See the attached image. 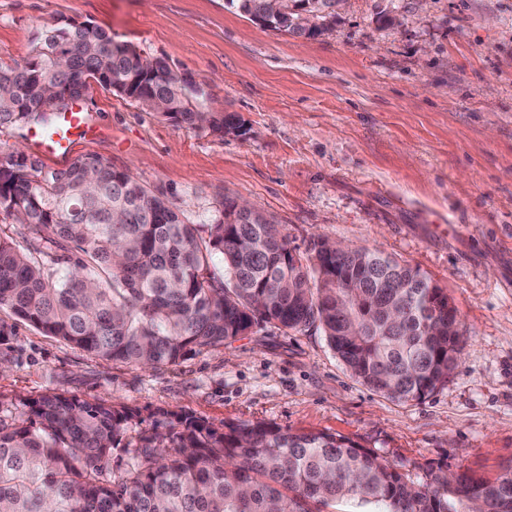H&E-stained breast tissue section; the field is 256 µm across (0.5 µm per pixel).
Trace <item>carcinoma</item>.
Segmentation results:
<instances>
[{"label": "carcinoma", "instance_id": "obj_1", "mask_svg": "<svg viewBox=\"0 0 512 512\" xmlns=\"http://www.w3.org/2000/svg\"><path fill=\"white\" fill-rule=\"evenodd\" d=\"M266 28L317 37L332 28L340 0H227ZM100 51L56 67L70 42ZM30 78L0 66V97L19 111L0 125L33 123L47 135L54 117L39 93L46 82L108 74L114 92L187 129L198 128L203 95L187 90L162 60L97 26L66 23L45 32L27 63ZM239 118L216 112L208 130L224 135ZM0 210L34 234L24 252L0 236V307L45 336L102 360L172 365L193 348L246 335L263 322L321 328L351 375L398 402L421 401L458 367L461 333L448 294L419 268L377 249L328 250L324 239L296 256L262 213L224 210L207 236L162 194L95 155L65 169L12 151L0 156ZM66 265L60 277L36 255ZM224 262V282L211 270ZM392 308L400 322H387ZM0 401V512H313L310 503L352 500L374 512H512V465L491 481L428 463L414 481L369 448L327 432H292L263 422L220 431L191 416L127 437L140 411L106 400L49 392L28 404L29 421ZM132 454L104 479L112 451Z\"/></svg>", "mask_w": 512, "mask_h": 512}]
</instances>
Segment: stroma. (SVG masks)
<instances>
[{"mask_svg":"<svg viewBox=\"0 0 512 512\" xmlns=\"http://www.w3.org/2000/svg\"><path fill=\"white\" fill-rule=\"evenodd\" d=\"M395 11L387 24L382 16ZM100 26L165 61L244 135L188 130L90 85L94 154L207 231L248 201L297 254L317 237L419 268L466 339L448 383L398 402L353 378L321 329L272 325L157 369L101 361L0 309V396L14 415L47 392L223 429L264 422L339 434L394 465L493 479L512 463V0H348L332 30L284 34L225 0H0V62L40 36Z\"/></svg>","mask_w":512,"mask_h":512,"instance_id":"stroma-1","label":"stroma"}]
</instances>
